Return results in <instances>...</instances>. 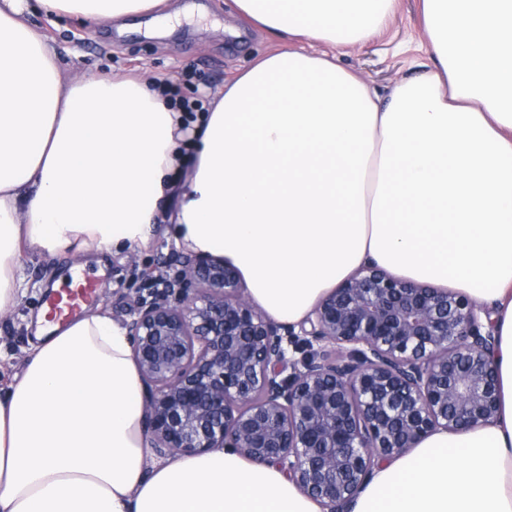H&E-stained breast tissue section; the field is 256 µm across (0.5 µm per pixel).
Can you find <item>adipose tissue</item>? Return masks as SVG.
Wrapping results in <instances>:
<instances>
[{"instance_id":"ef3b65f1","label":"adipose tissue","mask_w":512,"mask_h":512,"mask_svg":"<svg viewBox=\"0 0 512 512\" xmlns=\"http://www.w3.org/2000/svg\"><path fill=\"white\" fill-rule=\"evenodd\" d=\"M159 2L0 0V314L23 252L133 247L175 194L176 245L224 257L276 322L372 265L465 294L493 321L496 418L432 432L348 512H512V0H422L431 65L383 94L314 46L367 40L395 0H233L297 45L192 119L144 75L62 78L27 20L35 4L118 19ZM144 421L125 329L50 327L0 393V512H323L230 448L150 462Z\"/></svg>"}]
</instances>
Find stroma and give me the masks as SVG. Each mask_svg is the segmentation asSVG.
Returning a JSON list of instances; mask_svg holds the SVG:
<instances>
[{
  "mask_svg": "<svg viewBox=\"0 0 512 512\" xmlns=\"http://www.w3.org/2000/svg\"><path fill=\"white\" fill-rule=\"evenodd\" d=\"M421 0H396L385 27L363 44L337 49L341 65L355 71L369 85L385 88L421 73L429 58L421 23ZM160 14L172 22L150 31L151 15L95 23L75 17H53L42 11L30 15L31 24L54 44L62 74L73 69L116 75L143 73L178 85L185 98L207 89L218 93L225 78L239 72L254 57L288 48V41L248 25L231 8V0H162ZM169 221L153 225L145 243L133 249H111L102 263L86 255L22 254L19 273L25 291L9 320H0V388L21 374L38 345L37 319L51 287H63L75 265L100 280L96 313L123 324L148 288L147 271L162 270L177 246Z\"/></svg>",
  "mask_w": 512,
  "mask_h": 512,
  "instance_id": "obj_1",
  "label": "stroma"
}]
</instances>
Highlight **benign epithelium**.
I'll return each mask as SVG.
<instances>
[{
    "instance_id": "1",
    "label": "benign epithelium",
    "mask_w": 512,
    "mask_h": 512,
    "mask_svg": "<svg viewBox=\"0 0 512 512\" xmlns=\"http://www.w3.org/2000/svg\"><path fill=\"white\" fill-rule=\"evenodd\" d=\"M150 279L125 328L159 458L232 448L347 512L428 433L496 417V338L465 295L368 267L296 330L252 304L222 257L179 255Z\"/></svg>"
}]
</instances>
